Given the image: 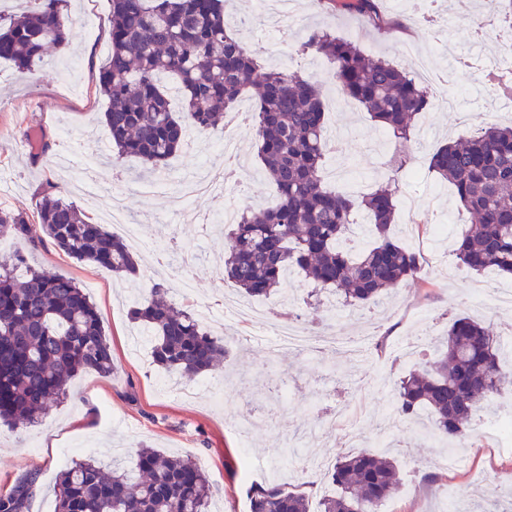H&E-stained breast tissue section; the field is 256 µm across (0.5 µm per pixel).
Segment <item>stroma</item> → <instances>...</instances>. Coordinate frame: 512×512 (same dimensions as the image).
<instances>
[{
	"mask_svg": "<svg viewBox=\"0 0 512 512\" xmlns=\"http://www.w3.org/2000/svg\"><path fill=\"white\" fill-rule=\"evenodd\" d=\"M229 9L237 15L257 16L245 41L263 67L297 70L321 85L328 131L350 128V135L327 151L325 170L342 165L357 169L369 189L391 184L398 205L395 238L432 255L434 264L402 287L384 313L372 304L342 319L329 310L327 294L315 293L301 276L290 282L288 296L257 299V306L267 309L275 321L288 320L320 332L341 329L350 336L372 337L379 344L378 350L357 362L333 350L314 359L289 357L281 367L288 377L286 398L265 390L274 377L265 337L243 350L231 342L222 368L193 377V384L222 389L223 407H215L203 392L191 399L165 393L159 385L164 371L130 344L139 331L128 316L134 304L131 294L139 286L161 280L172 297H179L178 272L186 270L203 302L195 311L203 326L227 332L232 339L240 333L239 324L225 318L219 307L229 288L224 280V235L200 223L202 216L221 207V200L196 198L184 213L171 207V196L182 179L197 170L209 135L198 134L195 142L170 160L168 185L160 192L140 193L136 160L107 164L111 152L103 123L107 100L99 90L98 71L109 51L111 4L110 0H68L73 18L68 51L49 52L41 67L26 74L0 62V205L24 213L33 237H41L37 205L42 184L65 183L69 174L61 170V159H68L71 169L77 170L84 153L94 150L99 161L96 170L88 173V181L105 179L124 206L125 222L136 225L141 236L154 241L160 251L138 252L139 272L133 281L112 279L48 242L28 253L32 265L72 277L82 286L99 309L113 362L111 376L92 371L75 376L67 399L48 409L34 425L14 428L0 423V490L9 489L23 475L35 474L30 512L54 507L62 450H69L74 461L92 458L108 465L117 460L130 469L143 445L194 460L214 486L211 512H237L243 465L249 460L256 465L258 482L275 479L300 486L310 512H319L322 498L336 490L327 466L352 452L343 436L345 429L353 428L368 443L383 436L381 419L394 406L393 384L435 355L434 345L425 344V337H442L449 321L460 314L484 320L494 334L512 333V308L496 307L487 293L481 306L469 300L475 286H494L503 278L457 265L452 241L468 229L470 218L452 187L425 164L415 175L391 178L382 165V153L372 150L381 128L331 84L325 59L293 53L306 29L322 26L357 40L368 54L384 56L411 75L429 69L436 77L429 85L433 99L480 89L479 98L466 104L467 120L435 108L424 114L406 149L425 160L448 138L512 120L511 113L501 110L500 97L484 91L478 69L456 65L454 51L472 46L463 15H447L446 34L437 42L421 20L418 0H383V14L396 24L382 29L361 17H331L315 0H293L284 36L269 35V22L260 16L257 0H233ZM42 136L54 147L36 159L33 147ZM254 138L253 127L241 130L242 177L247 186L245 196L237 201L241 208L250 204L266 208L276 200L256 157ZM238 421L254 424L246 439H239L233 429ZM401 438L409 446L395 458L401 465L413 460L416 469L413 477L403 478L399 493L383 502L384 512H479L470 499L476 484L512 489V446L499 448L478 435L453 441L448 453L466 458L468 464L440 470L434 463L435 448L419 438L416 428H409Z\"/></svg>",
	"mask_w": 512,
	"mask_h": 512,
	"instance_id": "obj_1",
	"label": "stroma"
}]
</instances>
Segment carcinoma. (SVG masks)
I'll use <instances>...</instances> for the list:
<instances>
[{"mask_svg": "<svg viewBox=\"0 0 512 512\" xmlns=\"http://www.w3.org/2000/svg\"><path fill=\"white\" fill-rule=\"evenodd\" d=\"M14 2V12H0V60L32 71L48 50L70 44L66 0ZM224 2L111 0L110 51L99 87L108 99L104 119L116 159L134 157L146 171L159 170L186 144L188 128H215L242 95L257 91V156L277 203L247 208L230 225L224 278L244 296L267 297L288 271H301L315 287L341 293L346 307L378 303L420 273L417 254L392 236V194L379 186L354 195L325 184L328 138L319 86L295 72L263 68L230 34ZM318 4L330 15L355 13L386 23L379 0ZM297 52L325 58L343 94L400 143L433 107L421 80L326 29L309 30ZM174 92L180 115L171 107ZM429 168L455 189L472 217L456 241L460 263L512 277V126H487L439 146ZM358 211L367 218L372 244L353 251L343 243ZM37 217L45 237L69 257L116 277L136 274L129 245L93 222L59 184L45 182ZM3 237L13 246L0 251V419L19 426L63 401L78 372L110 376L112 354L97 307L77 281L27 262L36 241L23 215L0 208ZM130 317L152 336L153 363L168 373L190 379L226 358L224 337L176 306L163 283L144 290ZM511 386L496 337L460 315L437 356L396 383L393 411L406 422L426 413L437 430L462 440L473 431L472 415L481 404ZM331 480L336 493L322 500V512H378L401 486L395 460L371 450L337 461ZM33 494L32 476L17 479L0 492V512H27ZM211 497L208 477L192 459L144 447L132 470L93 459L72 463L59 476L55 512H208ZM250 512H309L308 499L271 480L253 490Z\"/></svg>", "mask_w": 512, "mask_h": 512, "instance_id": "obj_1", "label": "carcinoma"}]
</instances>
